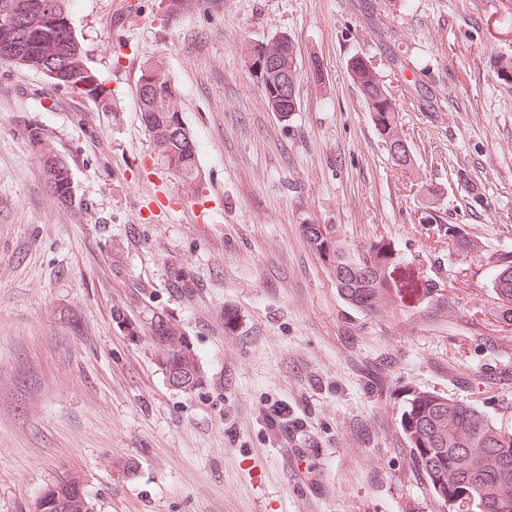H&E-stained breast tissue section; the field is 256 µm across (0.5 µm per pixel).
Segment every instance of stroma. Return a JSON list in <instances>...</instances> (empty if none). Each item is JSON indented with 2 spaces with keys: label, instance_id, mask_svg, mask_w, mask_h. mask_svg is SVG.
<instances>
[{
  "label": "stroma",
  "instance_id": "1",
  "mask_svg": "<svg viewBox=\"0 0 512 512\" xmlns=\"http://www.w3.org/2000/svg\"><path fill=\"white\" fill-rule=\"evenodd\" d=\"M71 0L111 106L0 66V512L81 473L94 512H441L399 426L409 392L512 425V0ZM285 35L299 106L272 112L245 45ZM373 66L414 155L394 166L347 65ZM177 86L203 184L185 194L140 121L149 59ZM322 78H314V66ZM70 167L71 205L27 145ZM482 246L463 258L447 224ZM389 242L417 296L349 306L306 243ZM176 320L202 383L172 389L146 323ZM286 404L293 424L273 425ZM492 292L497 301L500 320L512 325V262L500 264L492 280Z\"/></svg>",
  "mask_w": 512,
  "mask_h": 512
}]
</instances>
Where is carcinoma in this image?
<instances>
[{
  "label": "carcinoma",
  "mask_w": 512,
  "mask_h": 512,
  "mask_svg": "<svg viewBox=\"0 0 512 512\" xmlns=\"http://www.w3.org/2000/svg\"><path fill=\"white\" fill-rule=\"evenodd\" d=\"M52 4L59 15H69V0H0V13H14L35 46L28 51L0 48L1 66H21L42 73L50 68L62 71L51 78L54 85L78 89V83L97 77L88 73L86 53L75 33L56 31L40 24L39 5ZM266 55L283 59L288 74L300 80L295 44L274 38L264 43ZM159 73V85L148 98L136 96L141 123L148 131L168 169L192 192H197L201 171L198 146L189 131L172 140L168 129L180 116L179 92L159 60L146 62ZM349 75L357 85L372 121L384 142L402 137L396 103L392 96L376 91L382 85L374 68L361 58H353ZM27 144L37 155L48 191L62 203H72L69 195L71 170L49 147L38 127L27 133ZM460 225L448 224V238L470 252L481 245L469 236L458 234ZM303 234L312 252L336 282L339 295L350 306L374 313L388 304L403 300L408 282L397 283L394 272L399 257L382 241L363 249L349 247L334 224H304ZM500 320L512 325V262L498 266L492 280ZM148 335L157 362L190 376L195 389L201 382L199 356L179 323L161 313L151 316ZM400 426L409 448V460L424 476L433 496L444 512H457L452 500L466 495L474 500V512H512V439L500 434V425L470 403L429 392L415 391L400 414ZM69 482L51 483L45 512H93L85 493L82 476L67 475Z\"/></svg>",
  "instance_id": "1"
}]
</instances>
